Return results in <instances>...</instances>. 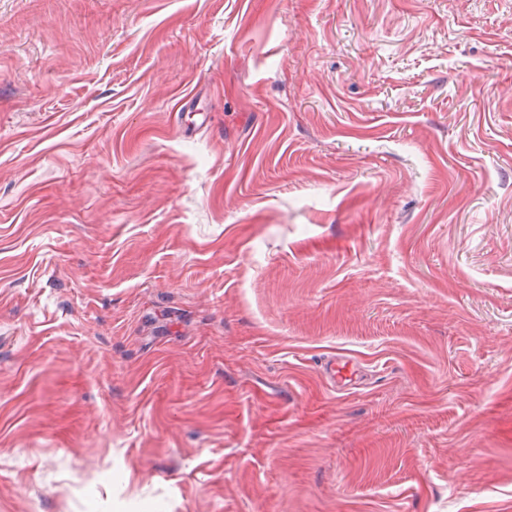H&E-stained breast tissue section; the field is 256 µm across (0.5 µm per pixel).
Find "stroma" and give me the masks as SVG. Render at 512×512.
<instances>
[{"label":"stroma","mask_w":512,"mask_h":512,"mask_svg":"<svg viewBox=\"0 0 512 512\" xmlns=\"http://www.w3.org/2000/svg\"><path fill=\"white\" fill-rule=\"evenodd\" d=\"M0 512H512V0H0Z\"/></svg>","instance_id":"35a3bbf8"}]
</instances>
